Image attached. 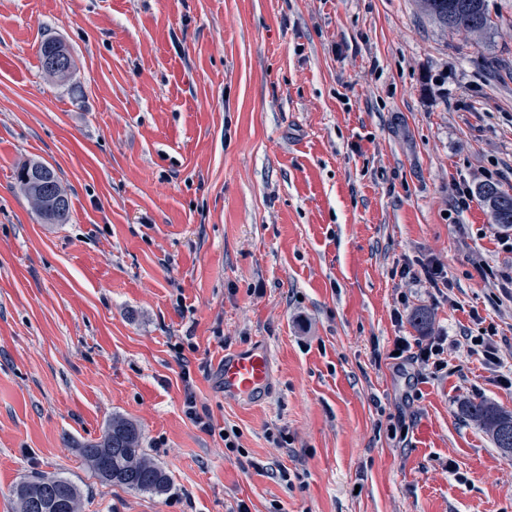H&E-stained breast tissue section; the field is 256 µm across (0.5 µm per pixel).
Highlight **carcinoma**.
Listing matches in <instances>:
<instances>
[{"instance_id": "obj_1", "label": "carcinoma", "mask_w": 512, "mask_h": 512, "mask_svg": "<svg viewBox=\"0 0 512 512\" xmlns=\"http://www.w3.org/2000/svg\"><path fill=\"white\" fill-rule=\"evenodd\" d=\"M423 11L441 27H464L483 33L493 26L486 0H420ZM17 182L39 217L52 224H64L70 213L68 193L55 169L31 160L17 172ZM477 194L488 207L492 223L512 228V194L500 184L486 182ZM464 418L488 432L499 449L512 448V412L485 400H469L461 406ZM88 468L101 481L129 491L165 494L171 479L142 448L138 426L123 417H114L102 437L80 446ZM16 512H80L82 494L78 486L61 474H35L12 489Z\"/></svg>"}]
</instances>
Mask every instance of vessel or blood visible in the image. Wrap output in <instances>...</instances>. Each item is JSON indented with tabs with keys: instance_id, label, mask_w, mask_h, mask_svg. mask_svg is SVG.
Wrapping results in <instances>:
<instances>
[{
	"instance_id": "1",
	"label": "vessel or blood",
	"mask_w": 512,
	"mask_h": 512,
	"mask_svg": "<svg viewBox=\"0 0 512 512\" xmlns=\"http://www.w3.org/2000/svg\"><path fill=\"white\" fill-rule=\"evenodd\" d=\"M270 371L271 354L259 345L227 352L219 365L225 392L246 398L256 396L268 386Z\"/></svg>"
}]
</instances>
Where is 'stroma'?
Wrapping results in <instances>:
<instances>
[{
    "label": "stroma",
    "mask_w": 512,
    "mask_h": 512,
    "mask_svg": "<svg viewBox=\"0 0 512 512\" xmlns=\"http://www.w3.org/2000/svg\"><path fill=\"white\" fill-rule=\"evenodd\" d=\"M487 5L476 34L419 0H0V512L41 472L81 512H512V458L461 414L512 411V229L451 211L457 183L512 190V0ZM49 38L72 80L44 74ZM32 159L68 223L18 189ZM430 256L448 294L394 273ZM419 309L436 375L388 357ZM482 322L500 365L466 353ZM259 341L265 394H225V351ZM116 416L165 495L87 469ZM37 165L36 176L32 181L24 180V174ZM17 182L22 193L27 196L40 219L52 224H65L69 218L70 200L61 184L55 169L41 161L31 160L23 164L17 172Z\"/></svg>",
    "instance_id": "35a3bbf8"
}]
</instances>
